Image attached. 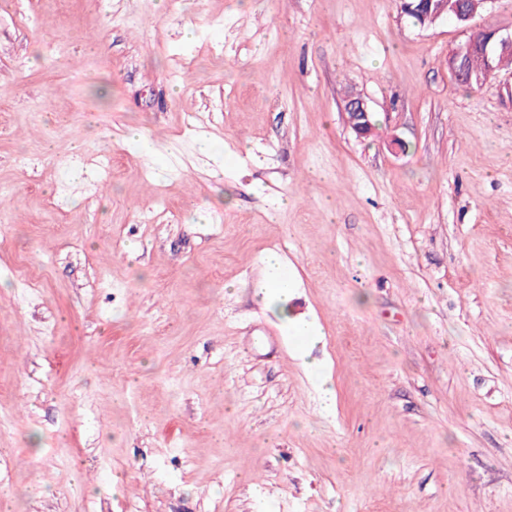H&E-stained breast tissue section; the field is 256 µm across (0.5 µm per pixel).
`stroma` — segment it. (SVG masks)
Here are the masks:
<instances>
[{
    "mask_svg": "<svg viewBox=\"0 0 512 512\" xmlns=\"http://www.w3.org/2000/svg\"><path fill=\"white\" fill-rule=\"evenodd\" d=\"M482 27L512 0H0V512H512V70L448 64ZM409 4V12L406 15L410 17L413 22L420 26L422 20L431 19L439 14L441 19L448 17L453 19L459 24H467L468 22H461L458 20V14L474 15V17L483 9L486 0H406ZM456 5V10L452 9V6ZM446 6H448L446 11ZM346 109L352 110L354 112H350L351 116L348 118L349 124L351 128L358 134L361 135V132L371 126V116L370 112L367 110V105L365 101L360 97H349L345 101ZM265 276L259 282L257 295L266 301L274 294H287L292 280L286 275L287 264L277 253H270L264 260Z\"/></svg>",
    "mask_w": 512,
    "mask_h": 512,
    "instance_id": "1",
    "label": "stroma"
}]
</instances>
